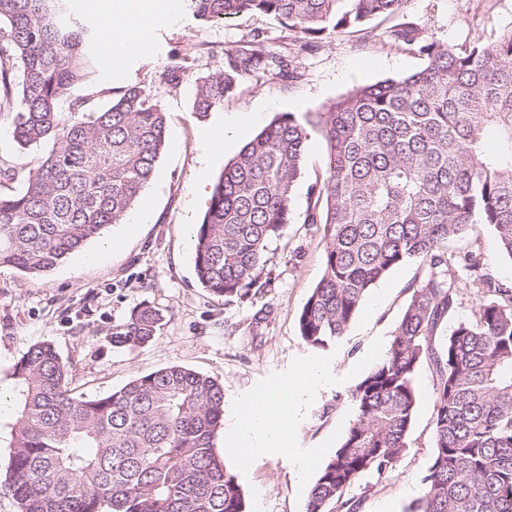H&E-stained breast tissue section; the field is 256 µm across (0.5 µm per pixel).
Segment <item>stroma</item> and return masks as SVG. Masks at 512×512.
Segmentation results:
<instances>
[{
  "mask_svg": "<svg viewBox=\"0 0 512 512\" xmlns=\"http://www.w3.org/2000/svg\"><path fill=\"white\" fill-rule=\"evenodd\" d=\"M170 4L166 15L154 22L143 53L111 73L105 52H98L94 80L74 90L93 107L103 108L114 89L138 84L150 88L165 108L166 148L142 192L152 207L151 220L110 225L103 239L88 242L38 279L0 267V512H18L8 485L15 420L8 398L14 366L29 346L44 341L55 345L63 361L74 364L70 387L78 396L109 395L136 376L172 364L223 385L228 426L238 422L242 403L252 397L273 390L294 395L300 412L285 428V452L264 450L249 438L233 453L221 433L215 446L237 474L248 512H305L321 464L334 453L354 417L348 393L381 359L407 303V288L419 275L412 262L390 271L362 301L347 333L328 350L317 352L303 342L299 315L323 270L322 227L305 221L308 188L322 174L326 154L323 139L315 134L296 182L288 230L267 247V286L225 300L198 284L190 233L200 224L224 166L247 142L281 113L331 102L353 88L414 71L424 60L386 44L382 34L394 20L379 18L371 24L372 35L335 36L319 51L299 56L301 80L247 78L223 107L199 115L192 110L199 73L221 65L225 50L255 33L280 50L288 31L275 18L250 14L200 23L185 0ZM402 19L443 42H490L512 30V0H414ZM200 44L211 47L213 58L184 73L177 88L159 83L158 73L171 54ZM230 122L235 129L223 154H211L210 134ZM106 239L120 240L121 245L103 251ZM468 241L483 252L492 281L512 287V259L501 254L491 230L476 225ZM142 303L163 317L154 340L138 348L113 345L115 326ZM261 310L268 317L259 322L255 315ZM311 368L320 370L322 381L307 380ZM415 387L419 405L405 454L387 479L367 475L350 490L362 498L361 512H404L421 494L433 451L428 369L419 370Z\"/></svg>",
  "mask_w": 512,
  "mask_h": 512,
  "instance_id": "stroma-1",
  "label": "stroma"
}]
</instances>
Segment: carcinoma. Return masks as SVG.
Returning <instances> with one entry per match:
<instances>
[{
	"instance_id": "obj_1",
	"label": "carcinoma",
	"mask_w": 512,
	"mask_h": 512,
	"mask_svg": "<svg viewBox=\"0 0 512 512\" xmlns=\"http://www.w3.org/2000/svg\"><path fill=\"white\" fill-rule=\"evenodd\" d=\"M59 2L0 0V112L13 115L20 148L42 150L34 170L0 159V266L32 277L125 220L168 137L164 107L141 85L118 89L101 110L70 98L95 72L98 33L62 18ZM187 2L200 22L253 13L292 32L283 53L259 33L225 51L222 67L196 79L192 110L201 114L252 75L297 81L300 53L400 15L412 0ZM385 40L425 64L278 115L225 165L196 231V279L227 299L264 286L268 243L291 223L306 146L319 133L326 159L305 223L322 225L323 271L298 319L303 341L327 350L391 270L413 261L419 276L385 354L350 392L355 418L321 464L305 512H358L347 490L368 472L390 476L416 419L423 365L433 451L407 512H512V288L491 285L479 251L456 248L483 224L512 260V30L449 44L401 23ZM189 67L174 54L159 79L175 87ZM464 280L487 294L475 319L451 325ZM161 321L141 304L112 342L145 346ZM73 370L49 342L15 364L10 487L19 512H99L104 502L112 512H247L214 446L224 422L216 379L171 365L88 399L69 389Z\"/></svg>"
}]
</instances>
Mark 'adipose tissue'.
I'll return each mask as SVG.
<instances>
[{"label":"adipose tissue","mask_w":512,"mask_h":512,"mask_svg":"<svg viewBox=\"0 0 512 512\" xmlns=\"http://www.w3.org/2000/svg\"><path fill=\"white\" fill-rule=\"evenodd\" d=\"M157 0H98L91 21L97 25L106 48L110 70H118L125 60L143 52L149 45L158 14ZM298 412L293 399L279 393L258 396L246 404L245 420L228 430L229 447H237L244 435L257 437L260 444L276 452L284 447V426Z\"/></svg>","instance_id":"adipose-tissue-1"}]
</instances>
